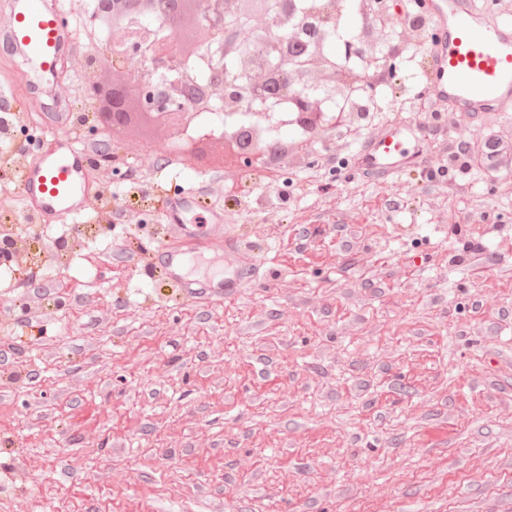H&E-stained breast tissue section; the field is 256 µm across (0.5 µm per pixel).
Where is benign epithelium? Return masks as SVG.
Segmentation results:
<instances>
[{
    "label": "benign epithelium",
    "mask_w": 512,
    "mask_h": 512,
    "mask_svg": "<svg viewBox=\"0 0 512 512\" xmlns=\"http://www.w3.org/2000/svg\"><path fill=\"white\" fill-rule=\"evenodd\" d=\"M149 7L129 14L125 23L112 29L110 60L112 73L128 76L124 84L112 87V107L101 108L98 83L90 80L86 94L97 108L99 121L112 125V133L125 129L122 114L128 101L152 115L160 124L164 139L163 148L177 147L189 140L192 154L199 161L208 160L207 150L212 141L222 140L227 154L252 166L262 159V152L255 147L256 140L240 135L237 131H195L187 134L195 117L201 112L228 113L234 117L241 111L243 101L233 96L238 75L224 66L226 46L239 47L247 42L245 30L232 24L234 20L251 18L269 11L268 0H193L194 27L198 40L194 51L208 55V75L198 79L183 70L187 61L185 48L174 50L169 41L159 37L160 29L151 24L158 15L166 16L177 0H140ZM194 111H185V105ZM273 114L266 110L249 113V129L272 128Z\"/></svg>",
    "instance_id": "obj_1"
}]
</instances>
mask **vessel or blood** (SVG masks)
I'll return each instance as SVG.
<instances>
[{"label":"vessel or blood","mask_w":512,"mask_h":512,"mask_svg":"<svg viewBox=\"0 0 512 512\" xmlns=\"http://www.w3.org/2000/svg\"><path fill=\"white\" fill-rule=\"evenodd\" d=\"M430 22L426 70L430 99L449 111L512 112V12L500 0H425ZM0 45L25 59V79L10 81L12 95L28 97L35 84L54 87L61 61L74 45L68 20L55 0H8L0 15ZM48 149L26 162L20 194L27 214L39 223L64 224L81 215L98 193L85 165L86 153L70 136H50ZM425 145L416 128L390 121L358 149L355 168L377 177L402 175L415 168ZM184 244L161 245L151 261L184 296H205L207 284L192 287L177 268Z\"/></svg>","instance_id":"b4317fda"}]
</instances>
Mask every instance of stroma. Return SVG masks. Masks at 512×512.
Instances as JSON below:
<instances>
[{"mask_svg":"<svg viewBox=\"0 0 512 512\" xmlns=\"http://www.w3.org/2000/svg\"><path fill=\"white\" fill-rule=\"evenodd\" d=\"M61 6L103 53L92 0ZM425 33L390 37L399 77L374 76L375 112L304 141L278 125L287 156L255 168L154 140L128 157L77 87L67 111L111 142L127 218L30 225L31 277L0 279V512H512V172L477 145L512 141V112L437 127ZM392 120L427 149L368 181L351 158ZM205 185L241 249L183 210L202 243L187 279L252 269L221 301L183 297L150 259L173 233L163 200Z\"/></svg>","mask_w":512,"mask_h":512,"instance_id":"stroma-1","label":"stroma"}]
</instances>
